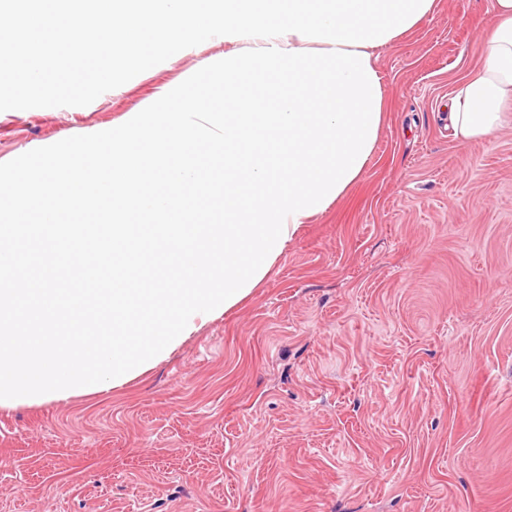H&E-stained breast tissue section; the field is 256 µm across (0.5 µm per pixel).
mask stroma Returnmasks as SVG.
<instances>
[{
  "label": "stroma",
  "instance_id": "1",
  "mask_svg": "<svg viewBox=\"0 0 512 512\" xmlns=\"http://www.w3.org/2000/svg\"><path fill=\"white\" fill-rule=\"evenodd\" d=\"M492 0H435L380 51L367 171L267 278L100 394L0 408V512H512V127L444 106ZM216 39L80 107L0 111V161L117 127Z\"/></svg>",
  "mask_w": 512,
  "mask_h": 512
}]
</instances>
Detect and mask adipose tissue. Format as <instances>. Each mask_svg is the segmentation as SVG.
Returning <instances> with one entry per match:
<instances>
[{"label": "adipose tissue", "mask_w": 512, "mask_h": 512, "mask_svg": "<svg viewBox=\"0 0 512 512\" xmlns=\"http://www.w3.org/2000/svg\"><path fill=\"white\" fill-rule=\"evenodd\" d=\"M435 0H224L215 33L241 52L228 77L270 75V112H228L213 129L187 103L136 133L159 129L224 146V221L159 224L177 259L176 282L145 288L139 306L112 291V330L74 308L69 289L16 278L20 241L38 225L0 226V406L122 387L167 358L199 323L220 317L267 276L300 225L325 212L364 175L383 122L378 52L432 13ZM486 61L459 80L448 121L461 144L512 125V0H494Z\"/></svg>", "instance_id": "obj_1"}]
</instances>
